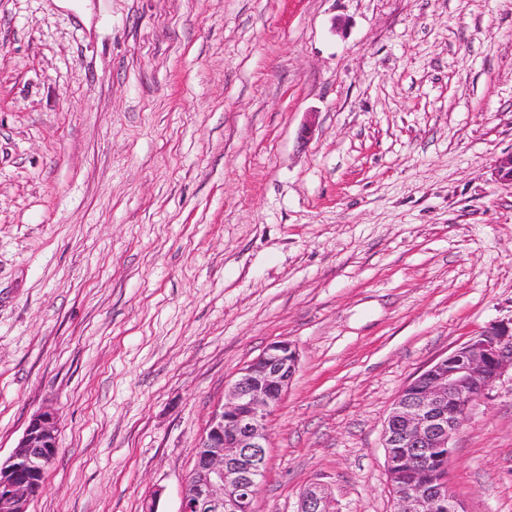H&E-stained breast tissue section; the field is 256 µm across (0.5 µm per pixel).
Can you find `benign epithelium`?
Masks as SVG:
<instances>
[{
    "label": "benign epithelium",
    "instance_id": "1",
    "mask_svg": "<svg viewBox=\"0 0 512 512\" xmlns=\"http://www.w3.org/2000/svg\"><path fill=\"white\" fill-rule=\"evenodd\" d=\"M495 175L512 184V153L497 159ZM295 346L270 343L239 372L224 402L215 406L199 437L179 512H254L269 448V417L298 368ZM512 373V319L494 324L451 354L432 362L398 394L384 425L386 467L392 448H447L470 408L492 385ZM59 416L45 407L31 418L22 438L0 461V512H28L43 489V473L58 451ZM465 512L446 474L427 494L410 484L398 493L396 512H425L436 504ZM296 512H336V499L320 484L307 487Z\"/></svg>",
    "mask_w": 512,
    "mask_h": 512
}]
</instances>
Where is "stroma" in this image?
Masks as SVG:
<instances>
[{"label": "stroma", "instance_id": "35a3bbf8", "mask_svg": "<svg viewBox=\"0 0 512 512\" xmlns=\"http://www.w3.org/2000/svg\"><path fill=\"white\" fill-rule=\"evenodd\" d=\"M510 152L512 0H0V459L60 415L29 512H179L284 339L255 512H394L399 391L512 318ZM451 447L512 512V378ZM336 499L320 484L307 487L300 496L295 512H335Z\"/></svg>", "mask_w": 512, "mask_h": 512}]
</instances>
